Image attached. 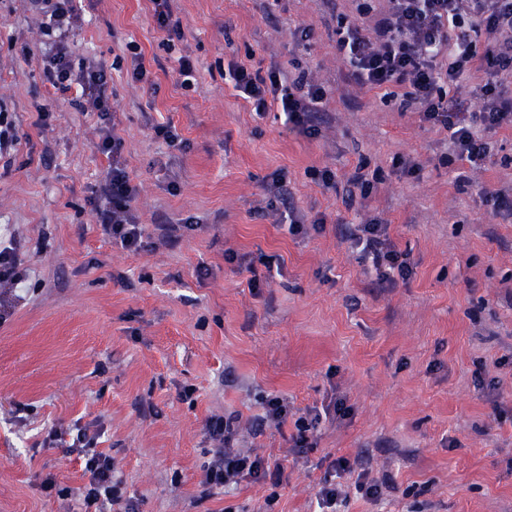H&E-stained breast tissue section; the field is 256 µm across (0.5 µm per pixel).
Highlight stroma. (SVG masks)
Returning <instances> with one entry per match:
<instances>
[{
  "label": "stroma",
  "mask_w": 512,
  "mask_h": 512,
  "mask_svg": "<svg viewBox=\"0 0 512 512\" xmlns=\"http://www.w3.org/2000/svg\"><path fill=\"white\" fill-rule=\"evenodd\" d=\"M353 9L174 0L183 37L169 43L151 0H80L72 60L107 67L133 206L156 241L133 254L88 204L108 165L97 113L45 82L26 0H0V115L18 136L0 167V241L16 238L24 258L23 298L0 320V512H79L61 491L83 484L81 462L45 442L77 423L98 431L137 512H315L326 464L341 456L390 480L369 500L343 475L341 512H512V211L478 195L512 197V128L489 133L491 153L458 186L443 130L382 90L348 86L336 30ZM302 27L308 40L295 36ZM140 54L156 91L131 78ZM182 56L195 67L188 87ZM239 63L311 69L327 89L320 136L279 110L253 112L229 80ZM167 123L185 147L156 136ZM324 168L340 186L366 174L368 200L345 205L319 182ZM277 170L286 207L266 190ZM292 210L325 216L324 231L290 234ZM158 212L196 228L159 241ZM371 215L413 263L387 288L348 239ZM228 249L273 258L280 273L251 289ZM270 392L299 410L339 395L353 411L321 425L306 465L281 433L252 438L283 461L279 485H204L208 420L249 421Z\"/></svg>",
  "instance_id": "1"
}]
</instances>
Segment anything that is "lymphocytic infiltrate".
<instances>
[{
	"mask_svg": "<svg viewBox=\"0 0 512 512\" xmlns=\"http://www.w3.org/2000/svg\"><path fill=\"white\" fill-rule=\"evenodd\" d=\"M73 2L28 0L30 11L42 20L45 35L43 76L62 95L79 87L80 95L73 101L76 109L97 113L101 121L97 149L106 156L108 168L89 204L96 223L108 236L128 252H145L151 244L132 208L137 189L127 172L123 139L110 119L107 72L90 60L78 67L71 61ZM357 12L358 21L345 26L336 42L337 52L349 64L351 83L370 90L397 89L403 109L418 112L422 121L445 131L449 158L471 163L484 158L489 150L484 133L512 127V98L503 93L504 84L512 83V0H382L377 8L362 0ZM479 32L488 38L481 52L472 39ZM475 66L486 76L484 84L472 92L476 108L450 117L451 102L436 97L435 91L442 84L461 89ZM230 77L234 90L254 112L280 107L288 124L308 138L319 136V114L327 92L308 69L299 67L285 76L274 69L263 76L238 65ZM350 241L371 260L380 283L389 285L395 276L412 274L408 253L398 249L389 224L381 218L356 225ZM260 401L263 412L252 420L251 433L257 436L271 428L294 425L291 448L297 463L308 461L316 447L315 433L323 417L343 419L351 413L343 397L331 398L322 408H308L299 416L293 415L282 395L269 393ZM208 431L216 449L202 468L204 484L226 488L245 480L279 484L285 470L282 463L238 448L241 426L237 415L212 417ZM48 438L81 460L88 482L79 488L78 496L85 512H108L119 503L124 504V512H135L133 502L123 501L112 459L97 450V435L89 427L75 426L70 435L55 430Z\"/></svg>",
	"mask_w": 512,
	"mask_h": 512,
	"instance_id": "f902f5d3",
	"label": "lymphocytic infiltrate"
}]
</instances>
